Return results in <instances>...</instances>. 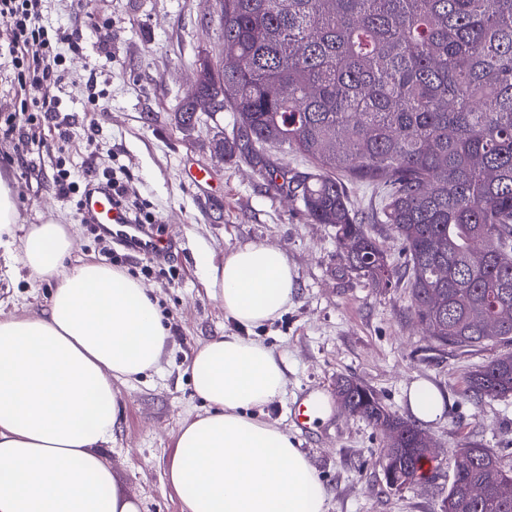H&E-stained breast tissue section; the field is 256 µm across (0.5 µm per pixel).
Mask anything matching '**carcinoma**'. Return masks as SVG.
Instances as JSON below:
<instances>
[{"label":"carcinoma","mask_w":512,"mask_h":512,"mask_svg":"<svg viewBox=\"0 0 512 512\" xmlns=\"http://www.w3.org/2000/svg\"><path fill=\"white\" fill-rule=\"evenodd\" d=\"M218 20L224 67L207 66L196 95L236 115L224 160L261 165L264 146L287 142L311 170L280 189L336 229L348 271L378 288L408 278L411 309L439 347L511 346L512 0H220ZM344 176L377 190L373 220L400 242L401 265L352 208ZM467 385L511 397L512 352ZM336 401L396 431L380 462L410 484L422 478L426 457L409 456L419 426L353 379L336 382ZM448 465L442 512H512L500 449L468 441Z\"/></svg>","instance_id":"cac0c4a2"}]
</instances>
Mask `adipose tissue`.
<instances>
[{
  "mask_svg": "<svg viewBox=\"0 0 512 512\" xmlns=\"http://www.w3.org/2000/svg\"><path fill=\"white\" fill-rule=\"evenodd\" d=\"M14 188L0 174V247L19 245L48 305L0 317V512H139L118 495L102 454L118 419L113 383L156 367L168 331L141 282L94 260L67 265L68 225H29L15 239ZM224 316L243 328L207 341L188 370L206 410L178 431L167 468L183 512H328L317 470L265 408L287 393L284 359L249 332L278 318L296 293L279 249L248 243L209 269ZM423 423L445 399L429 382L407 389Z\"/></svg>",
  "mask_w": 512,
  "mask_h": 512,
  "instance_id": "1",
  "label": "adipose tissue"
}]
</instances>
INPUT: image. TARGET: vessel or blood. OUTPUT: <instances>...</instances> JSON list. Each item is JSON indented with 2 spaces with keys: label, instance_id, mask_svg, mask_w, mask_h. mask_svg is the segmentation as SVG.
Wrapping results in <instances>:
<instances>
[{
  "label": "vessel or blood",
  "instance_id": "1",
  "mask_svg": "<svg viewBox=\"0 0 512 512\" xmlns=\"http://www.w3.org/2000/svg\"><path fill=\"white\" fill-rule=\"evenodd\" d=\"M82 209L90 222L97 224L99 229L121 230L124 247L134 253L161 259L172 249L167 239L153 234L145 227L128 223L123 211L113 205L112 191L106 186L91 187L83 197Z\"/></svg>",
  "mask_w": 512,
  "mask_h": 512
}]
</instances>
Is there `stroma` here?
Here are the masks:
<instances>
[{
  "instance_id": "35a3bbf8",
  "label": "stroma",
  "mask_w": 512,
  "mask_h": 512,
  "mask_svg": "<svg viewBox=\"0 0 512 512\" xmlns=\"http://www.w3.org/2000/svg\"><path fill=\"white\" fill-rule=\"evenodd\" d=\"M42 21L60 32L61 101L56 117L35 113L25 123L12 81L16 70L0 54V172L15 191V237L56 221L72 227V259L92 258L139 280L157 299L169 343L155 369L115 384L119 420L103 449L120 494L140 512H182L165 472L181 424L203 410L187 370L209 338L236 332L214 299L207 264L234 248H280L297 275L293 302L281 318L256 331L288 365V392L267 409L306 453L330 493L329 512H440L453 480L442 465L418 483L388 488L378 459L387 437L336 404V382L350 378L373 389L386 408L408 417L411 382L434 384L446 410L426 431L444 449L478 441L504 451L512 467V398H477L468 375L497 355L428 352V337L409 309L404 287L375 288L346 269L334 229L308 220L258 167L214 157L217 135L233 137V113L202 112L194 128L178 124L175 107L190 91L200 59H219L222 35L212 0H42ZM29 138L21 140L17 128ZM122 168L131 193L150 206L155 232L176 246L161 266L92 231L80 193L59 195L58 169L85 185L91 169ZM210 171L194 182L195 169ZM15 277H0V312L36 314L50 290L31 279L14 257ZM324 403L308 431L293 412L309 394Z\"/></svg>"
}]
</instances>
